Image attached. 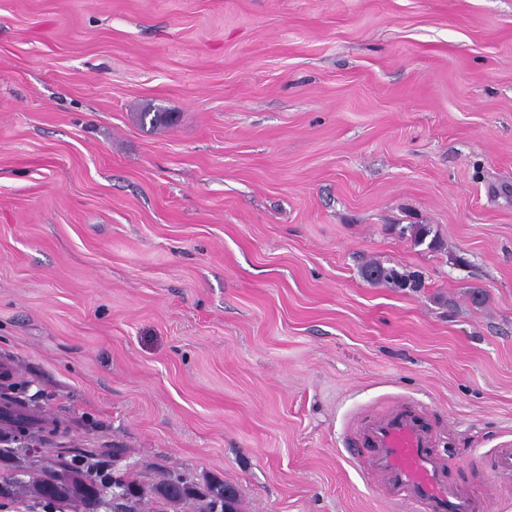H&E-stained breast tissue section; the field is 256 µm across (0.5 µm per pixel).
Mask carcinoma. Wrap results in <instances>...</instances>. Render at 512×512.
Instances as JSON below:
<instances>
[{"label": "carcinoma", "mask_w": 512, "mask_h": 512, "mask_svg": "<svg viewBox=\"0 0 512 512\" xmlns=\"http://www.w3.org/2000/svg\"><path fill=\"white\" fill-rule=\"evenodd\" d=\"M140 120L149 121L159 127H167L172 122L168 112L161 108L146 109L139 113ZM409 234L417 246L424 243L428 248L437 246L436 239H428L430 228L425 224H415L400 230ZM363 276L372 283H386L401 290L417 292L422 288V276L417 272H401L394 267H386L379 262L369 261L362 268ZM125 455L122 448L112 449V472L106 471L103 463L94 471L85 472L83 466L73 459L64 462L60 468L41 470L32 475L30 481H22L13 474L0 475V505L19 499H31L38 504L73 506L82 512H99L108 505L104 494L112 489L123 496L124 505H112V512H121L125 507L129 512H141L148 502L157 504L156 512H242L238 492L230 485L213 480L204 490L184 474H168L155 481L143 482L134 478L130 466H122Z\"/></svg>", "instance_id": "obj_1"}]
</instances>
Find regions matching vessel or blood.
I'll return each instance as SVG.
<instances>
[{"mask_svg": "<svg viewBox=\"0 0 512 512\" xmlns=\"http://www.w3.org/2000/svg\"><path fill=\"white\" fill-rule=\"evenodd\" d=\"M357 435L371 450L369 468L389 500L409 502L412 512H482V502L448 480L429 422L401 407L360 423Z\"/></svg>", "mask_w": 512, "mask_h": 512, "instance_id": "b4317fda", "label": "vessel or blood"}]
</instances>
